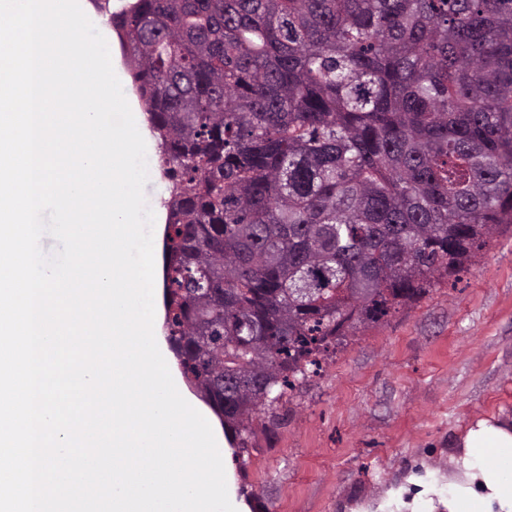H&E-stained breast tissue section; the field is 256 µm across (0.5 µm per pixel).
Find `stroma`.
Listing matches in <instances>:
<instances>
[{
  "mask_svg": "<svg viewBox=\"0 0 512 512\" xmlns=\"http://www.w3.org/2000/svg\"><path fill=\"white\" fill-rule=\"evenodd\" d=\"M512 418V225L458 280L359 330L259 412L227 480L250 512H394L445 488L454 445Z\"/></svg>",
  "mask_w": 512,
  "mask_h": 512,
  "instance_id": "stroma-1",
  "label": "stroma"
}]
</instances>
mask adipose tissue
<instances>
[{
	"label": "adipose tissue",
	"mask_w": 512,
	"mask_h": 512,
	"mask_svg": "<svg viewBox=\"0 0 512 512\" xmlns=\"http://www.w3.org/2000/svg\"><path fill=\"white\" fill-rule=\"evenodd\" d=\"M455 469L437 505L415 501L411 512H512V419H481L458 442Z\"/></svg>",
	"instance_id": "ef3b65f1"
}]
</instances>
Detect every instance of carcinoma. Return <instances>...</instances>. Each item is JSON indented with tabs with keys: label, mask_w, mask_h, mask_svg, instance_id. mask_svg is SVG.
I'll list each match as a JSON object with an SVG mask.
<instances>
[{
	"label": "carcinoma",
	"mask_w": 512,
	"mask_h": 512,
	"mask_svg": "<svg viewBox=\"0 0 512 512\" xmlns=\"http://www.w3.org/2000/svg\"><path fill=\"white\" fill-rule=\"evenodd\" d=\"M163 288L238 447L329 349L512 224V0H127Z\"/></svg>",
	"instance_id": "1"
}]
</instances>
